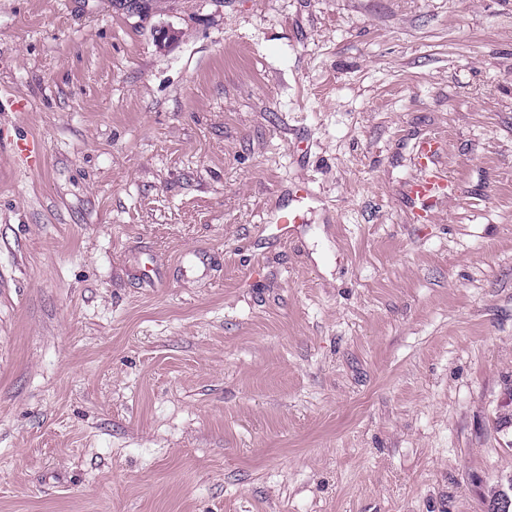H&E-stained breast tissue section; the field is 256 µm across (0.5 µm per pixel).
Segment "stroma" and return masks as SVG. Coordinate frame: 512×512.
Here are the masks:
<instances>
[{
	"label": "stroma",
	"instance_id": "1",
	"mask_svg": "<svg viewBox=\"0 0 512 512\" xmlns=\"http://www.w3.org/2000/svg\"><path fill=\"white\" fill-rule=\"evenodd\" d=\"M510 411L512 0H0V512H486ZM417 156L423 175L409 183L405 195L413 204L432 205L448 196L450 181L439 167V157L444 151L440 136L421 139L416 147Z\"/></svg>",
	"mask_w": 512,
	"mask_h": 512
}]
</instances>
